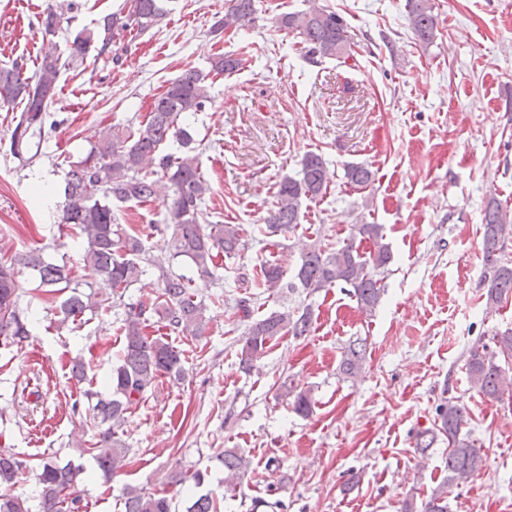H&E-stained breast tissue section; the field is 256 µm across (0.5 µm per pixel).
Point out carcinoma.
<instances>
[{"label":"carcinoma","instance_id":"carcinoma-1","mask_svg":"<svg viewBox=\"0 0 512 512\" xmlns=\"http://www.w3.org/2000/svg\"><path fill=\"white\" fill-rule=\"evenodd\" d=\"M256 0H227L224 17L213 24L211 33L237 31L255 25ZM169 0H137L132 8H121L104 16L92 27H84L59 45L55 37L62 30L64 15L78 8L75 0L50 4L40 14L38 24L48 37V47L37 56V66L27 75V63L16 59L0 67V102L22 106L10 136L11 154L22 162L54 128L50 122L62 68L84 60L89 51L96 56L112 57L116 36L122 32L142 34L168 13ZM409 25L416 40L430 44L439 32L438 15L430 0H408ZM277 28L296 32L301 38L304 56L313 64L323 59L339 58L350 43L346 21L325 6L313 5L305 11L286 12L274 21ZM242 64L234 54H218L206 73L187 69L153 99L150 111L139 124L121 130L100 132L86 153L68 162L65 173L62 214L59 227L79 232L87 243L81 261L91 277L106 283L111 292L95 291L94 283L71 278L67 262H47L43 248L31 247L6 259L0 257V337L10 344L23 346L30 338L28 320L20 307L21 270L36 273L40 285L66 294L59 306L64 323L85 312L123 307L124 341L112 369L110 392L102 396L86 390L95 442L87 448L102 475L110 479L123 469L128 446L119 430L129 410L144 400L158 379L177 381L183 374L181 353L159 337L146 334L151 320L163 324L172 334L204 335L209 324L208 306L196 298L191 280L170 268L172 260L183 258L195 268L198 277L212 278L216 260L232 258L245 249L235 224L199 223V212L210 191L199 160L196 143L183 118L205 110L212 101L211 76L232 73ZM344 178L354 187L364 189L374 181L372 170L364 164H349ZM332 177L321 155L308 153L301 160L297 176H286L276 185L274 200L263 217L264 234L269 238H287L301 224L302 204L327 193ZM164 206L163 227L152 224L127 229L120 224L123 208L154 202ZM483 254L486 266L484 284L486 309L497 307L512 297V262L503 258L502 247L512 233V212L495 200L488 201L482 219ZM164 241L160 253L148 245L154 232ZM392 261L380 224H353L343 245L333 248L322 241L306 247L293 275L277 264H263L252 287L270 293L302 289L308 295L341 287L356 299L363 312L371 314L381 302L385 288L383 274ZM158 272L160 288L154 299L125 302L129 288L137 284L147 267ZM237 311L250 320L247 333L237 350L239 367L252 371L270 344L288 334L309 333L314 310L306 305L294 311H272L252 318L247 299L236 303ZM365 359V345L354 340L341 355L339 373L356 378ZM512 361V329L496 334L485 343L477 341L468 350L466 372L473 388L490 399L500 398L512 388V377L501 362ZM281 397L291 399L296 413L307 416L314 402L306 391L283 384ZM434 427L417 435L416 449L424 455L437 435L448 439V479L422 504V512H448V488L459 487L478 476L485 463L470 434L465 407L444 397L435 407ZM224 466V485L233 490L249 470L251 462L236 448H226L217 455ZM29 471L36 472L40 487L39 512H82L84 505L76 491L81 469L72 462L60 463L51 454L38 463L16 453H0V512H30L26 500L12 493L13 487ZM124 512H176L174 498L126 486L122 491ZM185 512H219V503L211 492L187 498Z\"/></svg>","mask_w":512,"mask_h":512}]
</instances>
